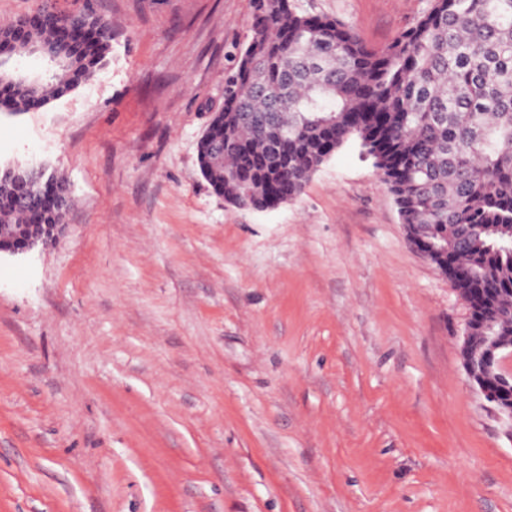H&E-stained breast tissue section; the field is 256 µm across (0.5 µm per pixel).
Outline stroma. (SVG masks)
Returning <instances> with one entry per match:
<instances>
[{
  "label": "stroma",
  "instance_id": "stroma-1",
  "mask_svg": "<svg viewBox=\"0 0 512 512\" xmlns=\"http://www.w3.org/2000/svg\"><path fill=\"white\" fill-rule=\"evenodd\" d=\"M385 47L427 0H299ZM112 23L72 93L0 111V166L67 180L0 256V512H512V418L469 319L349 140L298 198L226 203L196 145L253 0H61Z\"/></svg>",
  "mask_w": 512,
  "mask_h": 512
}]
</instances>
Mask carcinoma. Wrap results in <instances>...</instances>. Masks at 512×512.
I'll use <instances>...</instances> for the list:
<instances>
[{
  "label": "carcinoma",
  "mask_w": 512,
  "mask_h": 512,
  "mask_svg": "<svg viewBox=\"0 0 512 512\" xmlns=\"http://www.w3.org/2000/svg\"><path fill=\"white\" fill-rule=\"evenodd\" d=\"M250 37L230 58L224 101L197 143L202 177L235 207L298 197L351 138L373 159L414 238L470 310L462 355L481 364L487 337L512 338V0H428L383 48L297 0H253ZM43 21L11 24L0 64L56 43L67 64L37 89L0 74V109L29 112L71 93L103 65L111 23L43 0ZM0 182V226L61 224L17 204Z\"/></svg>",
  "instance_id": "obj_1"
}]
</instances>
